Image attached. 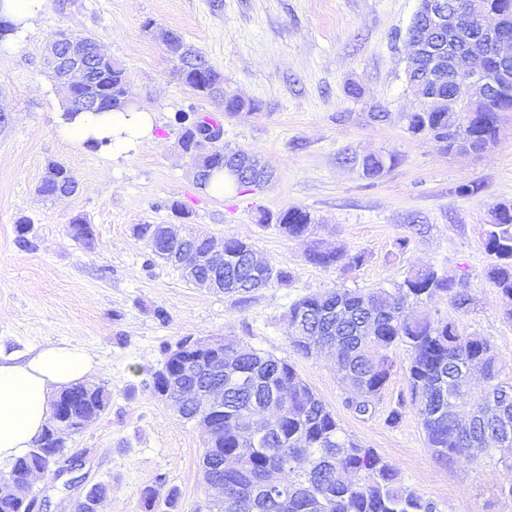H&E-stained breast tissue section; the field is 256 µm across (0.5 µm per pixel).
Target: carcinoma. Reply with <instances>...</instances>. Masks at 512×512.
Listing matches in <instances>:
<instances>
[{
    "mask_svg": "<svg viewBox=\"0 0 512 512\" xmlns=\"http://www.w3.org/2000/svg\"><path fill=\"white\" fill-rule=\"evenodd\" d=\"M163 39L177 60L178 78L194 94L223 99L227 114L251 107L224 92L221 73L182 37L172 39L165 33ZM485 66L487 76L500 87L478 110L475 122L466 126L457 113L438 110L424 99L421 110L407 116L408 132L431 137L450 154H476L498 146L500 115L512 112V83L500 82L494 55L486 57ZM91 92L103 98L95 115L133 106L126 73L110 58L101 63ZM176 122L181 125L179 140L191 141L198 129V113L181 112ZM227 156L224 145L215 147L209 169L202 171V183L227 172ZM344 161L358 164L368 179L382 176L399 163L395 156L372 153L359 158L347 155ZM36 191L47 198L69 197L77 191V182L63 164L51 162ZM257 223L297 238L310 233L314 219L306 209L291 207L275 215L261 211ZM69 229L78 241L92 239V228L81 216L72 220ZM151 229L150 224H137L134 234L148 243L155 256L183 246L195 248L203 258L200 272L224 277L226 294L250 293L257 277L267 287L287 285L293 279L287 269L264 260L254 262V246L241 239H224V261L216 265L207 258L209 240L193 230L160 244L152 239ZM485 249L492 257L487 276L512 319L511 201L499 202L491 211ZM363 261V254H350L343 247H316L307 254L308 263L324 269L356 267ZM438 294L448 296L459 311L466 312L473 304L460 282L431 268L409 274L392 288H330L312 293L289 306L288 341L305 357L325 349L331 353L342 383L353 393L347 407L359 416L372 412L394 370L395 351H407L410 405L419 416L435 460L450 467L463 456L491 455L494 442L512 447V383L500 379L504 364L488 338L465 336L452 321L423 314L409 319L404 314L408 305ZM176 347L180 349L178 369L186 373L184 388L189 391L174 398L179 415L188 422H209L202 464L214 497L205 498L194 512H438L435 502L402 486L394 465L347 436L288 360L251 348L242 353L241 344L231 337L224 338L222 349L202 350L190 337ZM471 362L483 367L487 388L479 393L466 381L465 368ZM213 382L224 383V409L208 411L197 391ZM273 399L281 419L267 434L260 431L262 410ZM109 403V393L98 386L67 403L61 422L74 437L83 430L85 420L103 414ZM66 444L46 427L35 448L12 462L8 477L30 479L36 452L63 454ZM272 471L280 475L277 490L263 484Z\"/></svg>",
    "mask_w": 512,
    "mask_h": 512,
    "instance_id": "carcinoma-1",
    "label": "carcinoma"
}]
</instances>
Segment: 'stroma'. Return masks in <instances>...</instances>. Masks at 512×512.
Wrapping results in <instances>:
<instances>
[{
    "label": "stroma",
    "instance_id": "stroma-1",
    "mask_svg": "<svg viewBox=\"0 0 512 512\" xmlns=\"http://www.w3.org/2000/svg\"><path fill=\"white\" fill-rule=\"evenodd\" d=\"M419 0H47L12 43L0 47V348L25 352L71 342L100 363L92 383L110 394L108 410L68 443L83 456L90 481L110 486L101 512H143L140 492L152 486L156 512L177 497V512L204 499L203 440L195 424L160 400L152 375L164 350L186 336H232L288 360L335 414L347 434L400 471L405 487L433 500L439 512H512L499 496L512 483V448L480 460L439 465L418 415L390 413L408 395V355L372 412L345 405L346 388L325 354L304 357L289 346L291 303L327 288H390L408 272L431 267L455 277L474 303L457 311L437 296L425 310L455 322L466 335L489 337L512 380V321L487 277L484 249L492 207L512 200V112L502 145L478 156L451 157L432 139L411 135L406 116L419 102L405 81L411 47L404 37ZM184 38L224 76L226 92L255 110L225 116L222 103L196 97L175 73L160 30ZM92 33L124 67L132 97L154 116L152 135L122 153L94 150L62 127L64 92L51 76L46 50L60 32ZM359 86L351 96L350 86ZM221 116L225 147L257 156L273 172L262 186H233L212 195L194 177L179 147L177 112ZM384 112L376 122L372 113ZM399 156L380 178L340 163L343 152ZM65 165L76 193H36L47 164ZM478 181L479 194L457 185ZM181 203L176 215L172 203ZM308 210L312 234L291 238L256 223L258 211ZM83 216L93 240L73 239ZM30 221L20 233L19 218ZM137 224L192 225L216 243L235 237L259 257L295 273L289 285L244 295L188 284L146 242ZM406 240L397 250V240ZM346 247L365 255L352 269L307 262L314 247ZM164 309L167 321L155 312Z\"/></svg>",
    "mask_w": 512,
    "mask_h": 512
}]
</instances>
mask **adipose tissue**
I'll use <instances>...</instances> for the list:
<instances>
[{"mask_svg":"<svg viewBox=\"0 0 512 512\" xmlns=\"http://www.w3.org/2000/svg\"><path fill=\"white\" fill-rule=\"evenodd\" d=\"M79 141L110 139L113 152L124 151L147 136L149 112L131 108L99 115L79 113L63 123ZM100 365L85 347L64 342L23 353L0 350V462L14 461L33 448L52 412L59 392L91 380Z\"/></svg>","mask_w":512,"mask_h":512,"instance_id":"adipose-tissue-1","label":"adipose tissue"}]
</instances>
